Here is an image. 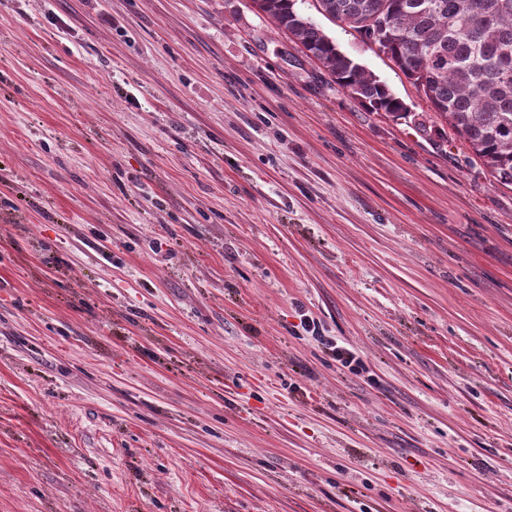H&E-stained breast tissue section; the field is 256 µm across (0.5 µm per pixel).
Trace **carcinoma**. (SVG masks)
<instances>
[{"instance_id": "1", "label": "carcinoma", "mask_w": 512, "mask_h": 512, "mask_svg": "<svg viewBox=\"0 0 512 512\" xmlns=\"http://www.w3.org/2000/svg\"><path fill=\"white\" fill-rule=\"evenodd\" d=\"M330 82L371 112L412 118L443 146L467 145L470 164L512 188V0H312L321 15L364 40L378 24L379 51L416 88L430 111L410 113L387 84L297 7V0H251Z\"/></svg>"}]
</instances>
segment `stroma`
Instances as JSON below:
<instances>
[{
    "label": "stroma",
    "mask_w": 512,
    "mask_h": 512,
    "mask_svg": "<svg viewBox=\"0 0 512 512\" xmlns=\"http://www.w3.org/2000/svg\"><path fill=\"white\" fill-rule=\"evenodd\" d=\"M0 512H512V189L251 0H0ZM302 325L303 329L307 333H311V335L320 340L323 345L328 346V349L332 351L336 362L342 367H349L352 372L357 373H366L368 371L364 361L355 351L342 345H338L337 341L330 336H322V330L314 319L306 316L302 321Z\"/></svg>",
    "instance_id": "obj_1"
}]
</instances>
